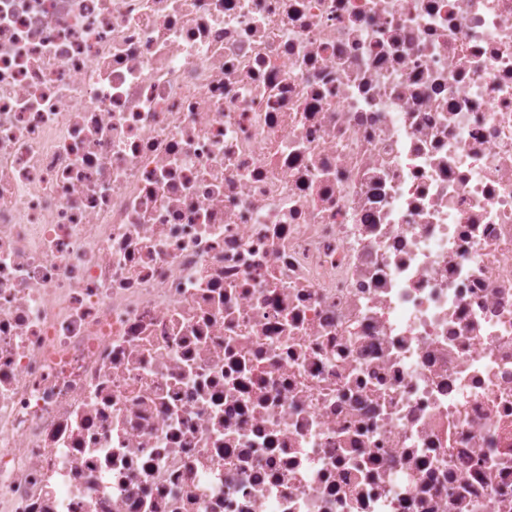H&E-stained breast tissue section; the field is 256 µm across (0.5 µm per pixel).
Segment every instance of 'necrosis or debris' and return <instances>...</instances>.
<instances>
[{
  "label": "necrosis or debris",
  "mask_w": 512,
  "mask_h": 512,
  "mask_svg": "<svg viewBox=\"0 0 512 512\" xmlns=\"http://www.w3.org/2000/svg\"><path fill=\"white\" fill-rule=\"evenodd\" d=\"M0 512H512V0H0Z\"/></svg>",
  "instance_id": "1"
}]
</instances>
